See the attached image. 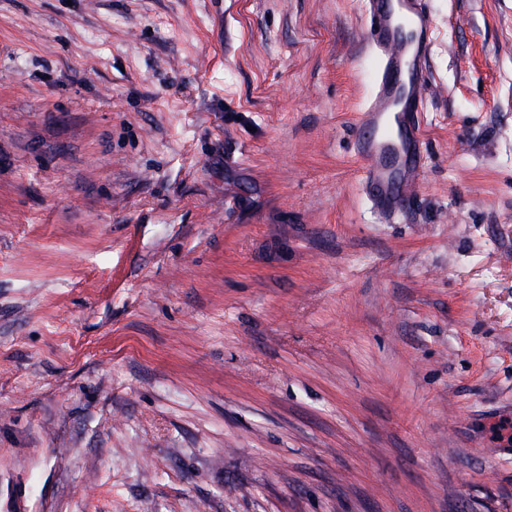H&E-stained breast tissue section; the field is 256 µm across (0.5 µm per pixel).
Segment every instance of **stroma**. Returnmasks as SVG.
Instances as JSON below:
<instances>
[{"label":"stroma","mask_w":512,"mask_h":512,"mask_svg":"<svg viewBox=\"0 0 512 512\" xmlns=\"http://www.w3.org/2000/svg\"><path fill=\"white\" fill-rule=\"evenodd\" d=\"M373 205L365 0H0V512H512V0H428Z\"/></svg>","instance_id":"stroma-1"}]
</instances>
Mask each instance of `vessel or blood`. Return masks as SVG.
I'll use <instances>...</instances> for the list:
<instances>
[{"label": "vessel or blood", "mask_w": 512, "mask_h": 512, "mask_svg": "<svg viewBox=\"0 0 512 512\" xmlns=\"http://www.w3.org/2000/svg\"><path fill=\"white\" fill-rule=\"evenodd\" d=\"M365 32L374 90L361 116L357 152L372 201L389 213L412 198L422 167L424 138L415 115L425 101L427 0H367Z\"/></svg>", "instance_id": "1"}]
</instances>
